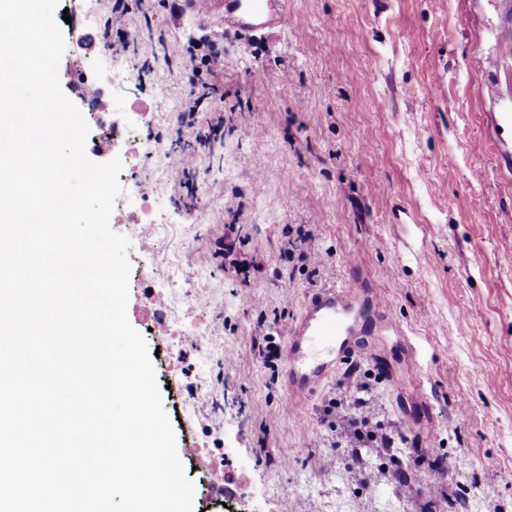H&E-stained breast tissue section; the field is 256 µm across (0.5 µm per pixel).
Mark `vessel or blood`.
<instances>
[{
    "instance_id": "1",
    "label": "vessel or blood",
    "mask_w": 512,
    "mask_h": 512,
    "mask_svg": "<svg viewBox=\"0 0 512 512\" xmlns=\"http://www.w3.org/2000/svg\"><path fill=\"white\" fill-rule=\"evenodd\" d=\"M190 10L244 32L284 29L283 0H189ZM361 308L353 289L327 287L313 293L294 324L286 326L287 388L293 398L313 395L351 362L357 347Z\"/></svg>"
}]
</instances>
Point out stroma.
I'll list each match as a JSON object with an SVG mask.
<instances>
[{
  "label": "stroma",
  "instance_id": "35a3bbf8",
  "mask_svg": "<svg viewBox=\"0 0 512 512\" xmlns=\"http://www.w3.org/2000/svg\"><path fill=\"white\" fill-rule=\"evenodd\" d=\"M107 8L59 0L58 75L101 87L93 124L143 135L135 156L85 153L122 162L110 228L130 241L127 315L176 444L215 450L181 460L193 512H428L434 486L442 512H512V0H288V30L249 39L155 2L108 46ZM192 42L224 50V138L199 149L191 193L167 155L188 145L178 50ZM141 181L161 193L152 225L135 220ZM306 231L324 268L300 255ZM220 240L249 280L212 259ZM329 283L387 299L364 308L356 362L393 447L333 440L324 408L343 372L296 406L259 352L268 335L285 346L282 322ZM164 304L184 339L156 332ZM216 463L226 502L206 489Z\"/></svg>",
  "mask_w": 512,
  "mask_h": 512
}]
</instances>
